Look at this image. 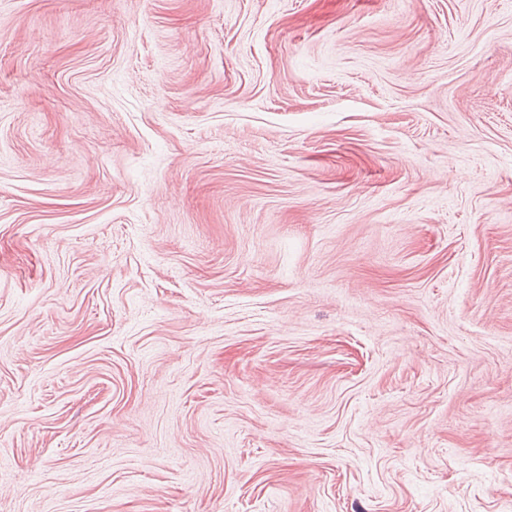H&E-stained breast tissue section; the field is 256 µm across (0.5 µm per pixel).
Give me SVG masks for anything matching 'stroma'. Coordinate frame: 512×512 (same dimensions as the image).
Here are the masks:
<instances>
[{
  "instance_id": "obj_1",
  "label": "stroma",
  "mask_w": 512,
  "mask_h": 512,
  "mask_svg": "<svg viewBox=\"0 0 512 512\" xmlns=\"http://www.w3.org/2000/svg\"><path fill=\"white\" fill-rule=\"evenodd\" d=\"M0 512H512V0H0Z\"/></svg>"
}]
</instances>
